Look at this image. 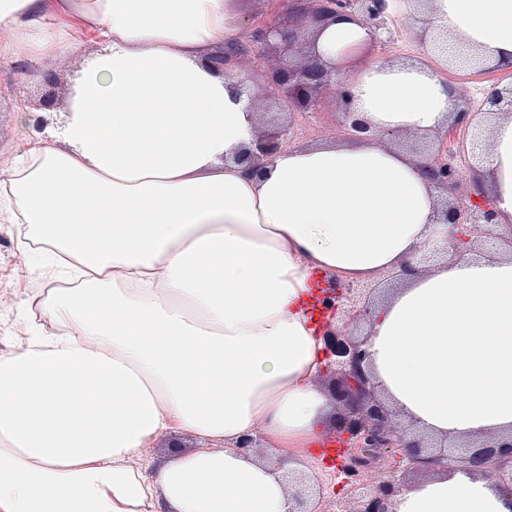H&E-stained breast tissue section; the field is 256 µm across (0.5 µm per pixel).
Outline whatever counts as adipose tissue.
I'll return each instance as SVG.
<instances>
[{"label":"adipose tissue","instance_id":"obj_1","mask_svg":"<svg viewBox=\"0 0 512 512\" xmlns=\"http://www.w3.org/2000/svg\"><path fill=\"white\" fill-rule=\"evenodd\" d=\"M244 0H0V72L17 51L82 66L58 118L0 165V223L53 282L0 353V512H293L287 468L344 422L317 377L312 276L366 284L412 265L368 327L372 373L429 432L512 430V257L448 253L423 161L374 140L236 156L258 117L207 56L243 40ZM431 31L512 66V0H429ZM92 35L96 49L74 39ZM346 14L319 34L372 129L433 136L458 98L424 61L365 60ZM479 186L512 226V114L489 134ZM439 252L427 269L418 257ZM197 445L157 469L167 432ZM263 440L281 466L252 451ZM396 512H512L487 477L428 472ZM194 446L195 440L191 436L179 432H168L159 436L144 449L143 462L150 468H154L173 451L188 450Z\"/></svg>","mask_w":512,"mask_h":512}]
</instances>
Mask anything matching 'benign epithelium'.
<instances>
[{
	"label": "benign epithelium",
	"mask_w": 512,
	"mask_h": 512,
	"mask_svg": "<svg viewBox=\"0 0 512 512\" xmlns=\"http://www.w3.org/2000/svg\"><path fill=\"white\" fill-rule=\"evenodd\" d=\"M300 6L289 12L277 25L262 26L254 32L258 56L267 64L266 76L280 113L297 118L317 109L318 95L331 88L340 114L337 135L355 139L367 130L353 118L351 93L344 79L336 77V66L324 61L316 49V32L344 12L378 37L388 19L404 6L421 0H298ZM231 79L235 78L234 52L207 59ZM481 119L476 123L459 121L436 136L437 144L415 147L425 160L430 180L439 191H454L463 178L455 159L468 164V172L483 159L488 122L502 112L512 113V87L493 89L477 108ZM288 143V128L253 136L242 161L259 169ZM444 224L449 226L448 243L456 254L494 247L512 255V229H497L495 213L481 192H469V203L445 201ZM317 303L324 313L342 312L353 320H370L376 301L361 289L336 277L319 288ZM328 363L324 375L331 377L337 400L350 404L349 415L341 432L345 461L340 464L341 484L356 492L353 506L336 498V512H391V499L403 487L406 477L426 469L455 466L466 472L482 471L496 486L512 496V432L484 441L463 440L455 436L427 434L411 418L389 404L369 372L370 352L365 337L346 334L340 329L323 332ZM385 467V476L369 478L373 468ZM288 483L293 491V512H314L309 500L321 489L305 473L291 471Z\"/></svg>",
	"instance_id": "benign-epithelium-1"
}]
</instances>
